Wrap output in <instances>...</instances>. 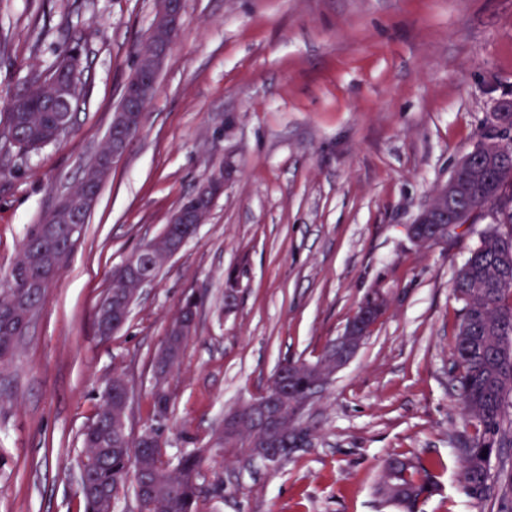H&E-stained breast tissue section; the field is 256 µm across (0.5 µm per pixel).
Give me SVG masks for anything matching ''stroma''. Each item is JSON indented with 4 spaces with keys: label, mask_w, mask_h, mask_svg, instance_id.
Returning <instances> with one entry per match:
<instances>
[{
    "label": "stroma",
    "mask_w": 512,
    "mask_h": 512,
    "mask_svg": "<svg viewBox=\"0 0 512 512\" xmlns=\"http://www.w3.org/2000/svg\"><path fill=\"white\" fill-rule=\"evenodd\" d=\"M157 0H0V112L28 69L78 41L87 94L70 133L0 160V277L104 144ZM512 100V0H183L179 35L78 247L0 373V512H83L81 433L115 370L153 419V360L188 296L195 334L168 387L165 450L203 444L287 359L315 360L359 304L387 306L304 411L279 465L207 463L202 512H394L374 491L395 453L441 461L420 512H502L460 488L453 280L490 220L432 246L408 234L478 132ZM236 173L204 224L103 336L113 271L212 167Z\"/></svg>",
    "instance_id": "1"
}]
</instances>
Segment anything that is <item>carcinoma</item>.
<instances>
[{"label":"carcinoma","mask_w":512,"mask_h":512,"mask_svg":"<svg viewBox=\"0 0 512 512\" xmlns=\"http://www.w3.org/2000/svg\"><path fill=\"white\" fill-rule=\"evenodd\" d=\"M62 114L50 99L31 100L19 112L0 114V125L9 127L11 136L0 130V155L24 156L59 140L68 132ZM496 139L501 144L497 163L487 177L470 185L457 206L465 221L478 223L484 218L477 208H486L495 226L469 249L456 273L453 290L461 302L454 341V366L462 403L465 427L459 452L462 457L461 490L474 501L486 499L495 483L512 486V474L492 473L491 458L512 445V230L502 233L498 224L512 227V112H500L496 124L483 130L477 139ZM112 146L104 145L95 155L86 174L104 179L112 169ZM57 207L49 209L41 223L33 225L21 250L4 276L8 288H0V370L15 359L24 336L29 314L40 304L24 288L41 275L42 267L33 252L55 256V274H60L65 256L74 245L60 243L64 225L57 221ZM124 285L111 282L112 302L98 309V329L112 335V321L124 314ZM189 337L167 332L163 347L168 351L162 370L179 368ZM335 356L329 346L314 362L290 361L281 364L288 380V399L300 402L311 391L317 373L326 369ZM120 375L112 377L98 406L93 422L82 433L84 459L81 461V495L84 512H114L122 491L129 486L130 467L137 461L149 491L142 494L140 512H199L203 489L200 477L205 464L217 455L234 453L253 437L249 429L228 430L220 425L208 443L193 448L173 460L154 437L129 438L111 430V413L123 404ZM437 487L433 465L402 455L385 460L377 483V494L398 509L418 512L420 502Z\"/></svg>","instance_id":"carcinoma-1"}]
</instances>
